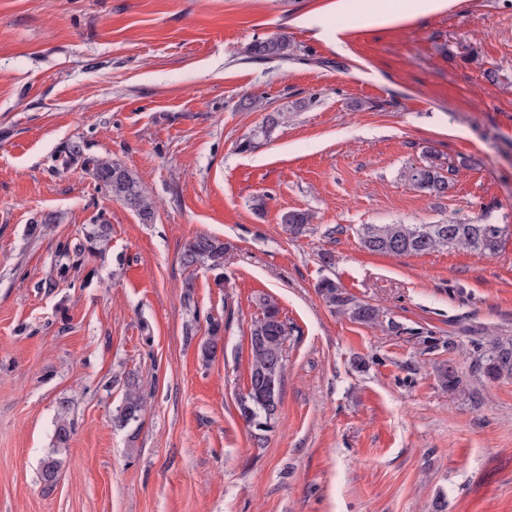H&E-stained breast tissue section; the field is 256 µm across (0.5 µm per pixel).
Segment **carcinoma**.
I'll return each instance as SVG.
<instances>
[{
    "instance_id": "cac0c4a2",
    "label": "carcinoma",
    "mask_w": 512,
    "mask_h": 512,
    "mask_svg": "<svg viewBox=\"0 0 512 512\" xmlns=\"http://www.w3.org/2000/svg\"><path fill=\"white\" fill-rule=\"evenodd\" d=\"M249 54L255 58L286 61L291 57V43L286 36L258 41L249 47ZM62 164L78 165L97 184L112 193L115 200L134 210L144 224L155 218V205L137 177L126 167L107 157L88 155L84 145L71 141L63 148ZM455 170L444 166L440 157L427 151L425 161L411 165L404 171V177L414 187L434 196H444L454 187ZM314 215L307 210H289L281 217L286 231L298 236L309 230ZM110 225L94 224L85 234V242L74 247L63 243L58 248L60 258L81 257L95 250L98 240L108 236ZM504 227L499 224H364L359 235L364 249L371 253L390 255H423L448 248L462 247L481 255H493L499 251ZM228 247L223 240L211 235H197L183 248L181 264L187 269L207 267L211 270L224 268ZM318 293L333 308L347 314L350 319L363 323L379 322L381 311L369 303L356 300L342 291L336 281L323 279L316 285ZM260 317L252 324L250 332L251 366L249 381L252 389L238 399V409L247 426L254 431V437L261 440L270 431L277 416H268L266 401L257 395V375L265 373L266 382L275 386L276 398H281V385L285 368V344L292 327L282 317L278 304L267 297L259 299ZM224 326L218 320H211L208 327L209 339L201 346V354L209 360L216 355ZM486 371L489 374L512 376V339L492 343ZM146 409L142 393L130 388L126 390L118 409L120 426L127 427L140 422ZM61 460L53 455L43 462L42 479L51 485L55 482Z\"/></svg>"
}]
</instances>
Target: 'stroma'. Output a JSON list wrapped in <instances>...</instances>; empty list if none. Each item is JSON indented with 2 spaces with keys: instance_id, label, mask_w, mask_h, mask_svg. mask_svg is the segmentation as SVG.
Here are the masks:
<instances>
[{
  "instance_id": "obj_1",
  "label": "stroma",
  "mask_w": 512,
  "mask_h": 512,
  "mask_svg": "<svg viewBox=\"0 0 512 512\" xmlns=\"http://www.w3.org/2000/svg\"><path fill=\"white\" fill-rule=\"evenodd\" d=\"M337 2L0 0V512H512V377L473 368L512 338V0ZM386 6L404 19L357 25ZM281 34L290 60L249 58ZM71 140L131 170L155 222L62 167ZM428 150L456 170L447 196L402 176ZM292 209L314 214L306 234L281 224ZM100 215L107 239L43 289ZM451 218L503 225L499 252L360 244L364 224ZM199 234L230 247L223 285L180 262ZM325 277L380 323L329 307ZM263 296L293 332L259 440L237 398ZM130 382L135 431L115 421Z\"/></svg>"
}]
</instances>
